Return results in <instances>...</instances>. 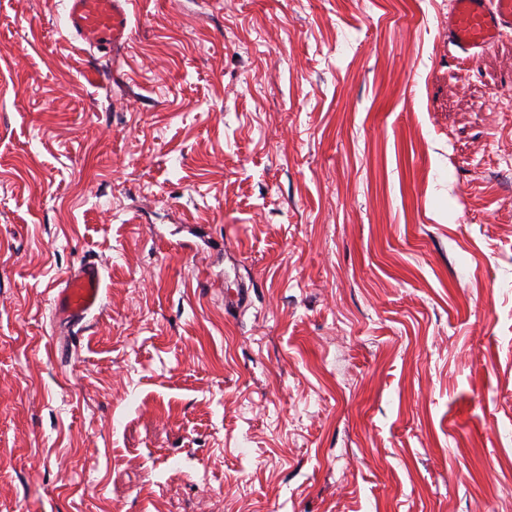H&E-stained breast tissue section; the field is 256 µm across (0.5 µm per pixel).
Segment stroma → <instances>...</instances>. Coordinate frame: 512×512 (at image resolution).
<instances>
[{
  "instance_id": "35a3bbf8",
  "label": "stroma",
  "mask_w": 512,
  "mask_h": 512,
  "mask_svg": "<svg viewBox=\"0 0 512 512\" xmlns=\"http://www.w3.org/2000/svg\"><path fill=\"white\" fill-rule=\"evenodd\" d=\"M450 6L133 0L112 58L0 0V512H512V32ZM512 30V0H453L448 45L474 61ZM103 277L98 264L81 262L73 269L54 299L55 314L72 328L80 324L101 300Z\"/></svg>"
}]
</instances>
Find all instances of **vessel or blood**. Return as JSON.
Wrapping results in <instances>:
<instances>
[{"mask_svg": "<svg viewBox=\"0 0 512 512\" xmlns=\"http://www.w3.org/2000/svg\"><path fill=\"white\" fill-rule=\"evenodd\" d=\"M68 23L76 36L101 51L119 48L127 40L131 0H65ZM512 30V0H452L448 43L473 61ZM103 277L88 260L67 276L55 299V313L70 326L80 324L101 300Z\"/></svg>", "mask_w": 512, "mask_h": 512, "instance_id": "vessel-or-blood-1", "label": "vessel or blood"}]
</instances>
